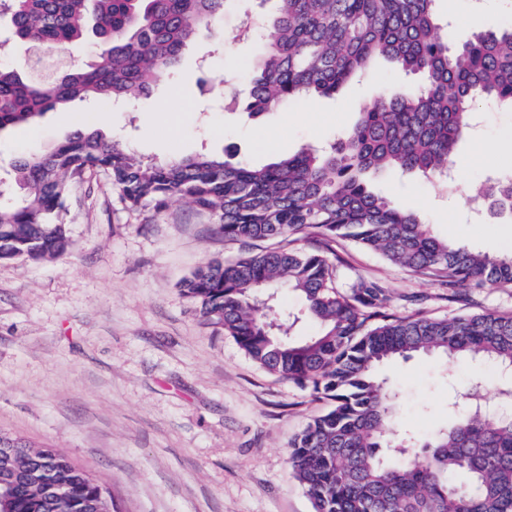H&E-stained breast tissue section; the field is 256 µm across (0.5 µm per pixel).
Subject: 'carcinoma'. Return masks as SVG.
Listing matches in <instances>:
<instances>
[{
    "label": "carcinoma",
    "mask_w": 512,
    "mask_h": 512,
    "mask_svg": "<svg viewBox=\"0 0 512 512\" xmlns=\"http://www.w3.org/2000/svg\"><path fill=\"white\" fill-rule=\"evenodd\" d=\"M230 0H0L13 39L46 50L94 39L91 61L34 82L0 63V131L76 98L149 97ZM274 4L262 49L246 65L248 116L300 97L330 96L385 59L421 83L382 90L341 141L255 166L207 151L148 161L88 128L18 156L0 189V259L50 260L68 249L69 181L103 173L132 208L180 199L214 216L227 240H286L232 261L212 260L181 284L201 321L252 361L329 401L291 443L288 466L313 512H512V415L487 409L480 377L448 402V421L421 438L403 426L398 392L378 378L391 359L441 355L512 370V314L392 316L376 281H343L332 243L349 239L390 263L457 287H512V252L489 255L434 234L420 214L375 194L370 174L441 179L478 99L512 105V26L461 44L438 35L435 0H260ZM512 213V175L476 194ZM315 233L306 249L292 243ZM301 307L273 310L278 291ZM304 320L320 331L295 338ZM12 443L0 452L11 512H112L98 482L65 454Z\"/></svg>",
    "instance_id": "cac0c4a2"
}]
</instances>
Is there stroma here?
<instances>
[{"instance_id": "stroma-1", "label": "stroma", "mask_w": 512, "mask_h": 512, "mask_svg": "<svg viewBox=\"0 0 512 512\" xmlns=\"http://www.w3.org/2000/svg\"><path fill=\"white\" fill-rule=\"evenodd\" d=\"M442 29L461 43L482 25L512 22V0H437ZM232 9L186 50L182 64L134 106L105 112L89 100L46 112L33 125L0 133V176L21 152L84 129L129 136L138 152L167 159L202 150L263 164L326 146L354 125L378 87L413 76L386 62L308 111L298 102L260 120L239 100L245 63L259 48ZM460 141L449 191L390 173L377 193L412 198L441 237L490 254L512 249V216L471 205L475 188L512 169V112L477 104ZM69 248L41 262L0 260V431L69 456L109 492L116 512H313L288 469L291 440L328 401L273 375L235 340L204 326L180 284L214 259L248 252L225 240L213 217L174 200L160 212L133 209L100 173L73 180L66 201ZM344 274L381 282L395 316L449 318L512 313V288L447 289L340 239ZM407 428L424 434L448 419L449 385L466 386L471 368L420 356L387 365Z\"/></svg>"}]
</instances>
